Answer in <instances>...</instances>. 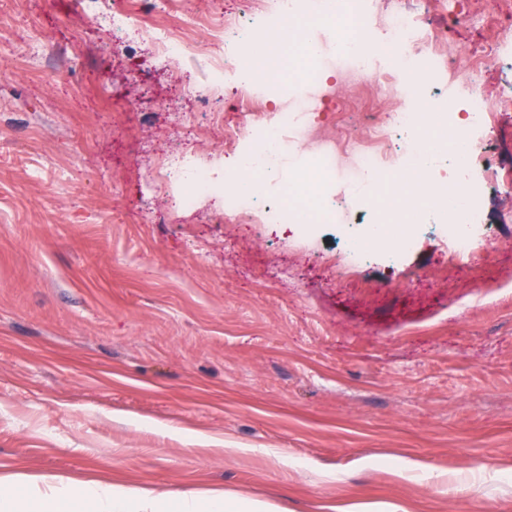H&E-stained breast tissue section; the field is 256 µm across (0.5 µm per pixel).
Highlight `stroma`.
Wrapping results in <instances>:
<instances>
[{
	"label": "stroma",
	"instance_id": "stroma-1",
	"mask_svg": "<svg viewBox=\"0 0 512 512\" xmlns=\"http://www.w3.org/2000/svg\"><path fill=\"white\" fill-rule=\"evenodd\" d=\"M111 0H0V474L221 489L277 512H512V184L477 251L414 224L397 262L345 223L171 203V160L233 178L236 89L197 16L165 65Z\"/></svg>",
	"mask_w": 512,
	"mask_h": 512
}]
</instances>
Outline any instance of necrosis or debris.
Here are the masks:
<instances>
[{
	"instance_id": "4bbe7bcc",
	"label": "necrosis or debris",
	"mask_w": 512,
	"mask_h": 512,
	"mask_svg": "<svg viewBox=\"0 0 512 512\" xmlns=\"http://www.w3.org/2000/svg\"><path fill=\"white\" fill-rule=\"evenodd\" d=\"M267 17L285 23L304 18L311 26L335 31L342 47L333 63L318 62L311 69L294 68L291 48H283L280 56V81L273 84L249 77L250 59L264 53L258 38L260 28L255 13L228 14L223 26L214 28L215 39L233 46L234 55L220 61L236 84L235 108H243L249 118V129L258 143L244 162L250 171L262 176L275 172L283 162L297 135L311 127L314 113L325 111L329 100L320 98L317 87L325 72H333L337 84L354 92V110L372 132L369 143L353 142L352 176L347 192L337 195L326 209L313 206L307 196L284 189L280 199L283 215L306 213L309 222H340L353 217L364 223L373 206L363 183L384 174L389 164L399 165L405 178L425 177L427 162L445 155L448 162L445 203L439 208L441 224L448 237L449 255L460 261L479 248L469 231L480 215L472 198L457 193L461 177L478 175L487 189H497L512 179V166L496 161L484 139L486 129L505 112H512V79L504 83L496 95H488L473 85L454 86L448 74L455 61L443 51L451 29L464 18L463 13L441 9L440 0H261ZM468 10L482 15L488 38L472 54V70L502 68L512 71V25L504 26L500 13H512V0H467ZM113 25L129 29L134 39L148 37L152 51L159 58L174 63L191 50L190 43L177 33L157 29L142 34L141 24L132 12L113 14ZM379 34L375 44H367L365 32ZM390 59L388 71L369 72L367 54ZM386 93L396 104L387 112H371L366 108L370 96ZM429 99L443 127L439 138L423 135V115L413 106ZM381 238L393 239L398 248L410 247L412 240L403 226L386 224L355 234L346 243L352 264H360L369 244Z\"/></svg>"
}]
</instances>
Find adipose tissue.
<instances>
[{"mask_svg":"<svg viewBox=\"0 0 512 512\" xmlns=\"http://www.w3.org/2000/svg\"><path fill=\"white\" fill-rule=\"evenodd\" d=\"M261 501L223 491H160L154 487L100 480L61 481L53 476L0 475V512H269Z\"/></svg>","mask_w":512,"mask_h":512,"instance_id":"ef3b65f1","label":"adipose tissue"}]
</instances>
